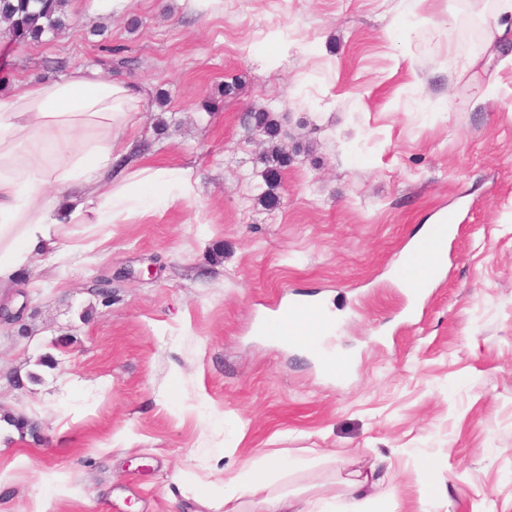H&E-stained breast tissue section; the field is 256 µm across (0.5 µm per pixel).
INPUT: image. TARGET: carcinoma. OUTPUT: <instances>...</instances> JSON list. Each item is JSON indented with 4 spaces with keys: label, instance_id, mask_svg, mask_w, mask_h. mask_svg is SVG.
<instances>
[{
    "label": "carcinoma",
    "instance_id": "1",
    "mask_svg": "<svg viewBox=\"0 0 512 512\" xmlns=\"http://www.w3.org/2000/svg\"><path fill=\"white\" fill-rule=\"evenodd\" d=\"M65 7L66 0H0V23L6 25L8 33L16 40L38 41L47 31L62 32L70 28ZM246 123L259 129L272 142L264 159L268 190L260 196L262 204L272 205L276 200L274 188L278 171L288 166V152L275 142L280 135L279 125L270 110L248 111Z\"/></svg>",
    "mask_w": 512,
    "mask_h": 512
}]
</instances>
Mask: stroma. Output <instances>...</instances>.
<instances>
[{"label": "stroma", "instance_id": "stroma-1", "mask_svg": "<svg viewBox=\"0 0 512 512\" xmlns=\"http://www.w3.org/2000/svg\"><path fill=\"white\" fill-rule=\"evenodd\" d=\"M497 4L67 0L70 32L0 35L1 88L80 65L136 84L144 161L196 181L169 209L67 226L87 251L20 275L22 318L0 323V512H224L225 477L270 454L304 461L275 490L332 506L377 463L371 512H512V34L489 43ZM255 107L290 156L271 207L265 138L242 121ZM449 211L444 267L412 298L397 261ZM308 298L336 317L341 375L256 330Z\"/></svg>", "mask_w": 512, "mask_h": 512}]
</instances>
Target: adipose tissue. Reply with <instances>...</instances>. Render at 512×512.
Instances as JSON below:
<instances>
[{"label": "adipose tissue", "mask_w": 512, "mask_h": 512, "mask_svg": "<svg viewBox=\"0 0 512 512\" xmlns=\"http://www.w3.org/2000/svg\"><path fill=\"white\" fill-rule=\"evenodd\" d=\"M143 95L129 83L78 66L61 80L0 90V284L57 256L70 224H118L194 194L190 169L143 162L122 132ZM282 458L266 457L224 480L227 512L241 496L253 512H308L269 493Z\"/></svg>", "instance_id": "ef3b65f1"}]
</instances>
